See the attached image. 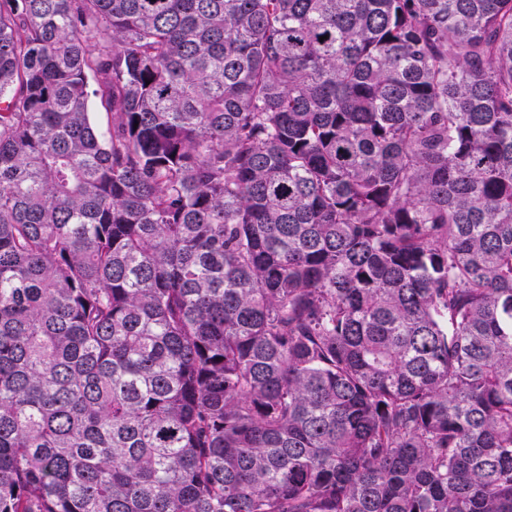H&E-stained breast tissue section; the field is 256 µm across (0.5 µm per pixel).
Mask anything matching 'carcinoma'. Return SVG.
<instances>
[{
    "instance_id": "obj_1",
    "label": "carcinoma",
    "mask_w": 512,
    "mask_h": 512,
    "mask_svg": "<svg viewBox=\"0 0 512 512\" xmlns=\"http://www.w3.org/2000/svg\"><path fill=\"white\" fill-rule=\"evenodd\" d=\"M0 512H512V0H0Z\"/></svg>"
}]
</instances>
